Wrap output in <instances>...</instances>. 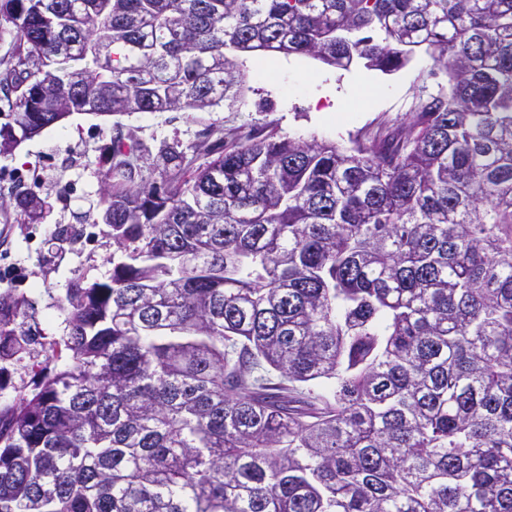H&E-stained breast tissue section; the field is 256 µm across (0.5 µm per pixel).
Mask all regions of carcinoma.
Returning <instances> with one entry per match:
<instances>
[{"mask_svg":"<svg viewBox=\"0 0 512 512\" xmlns=\"http://www.w3.org/2000/svg\"><path fill=\"white\" fill-rule=\"evenodd\" d=\"M0 0L8 152L74 112L205 111L241 54L448 86L345 147L250 134L158 187L0 414V512H512V0ZM28 220L45 202L17 196ZM0 296V354L32 334Z\"/></svg>","mask_w":512,"mask_h":512,"instance_id":"cac0c4a2","label":"carcinoma"}]
</instances>
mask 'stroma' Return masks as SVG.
I'll use <instances>...</instances> for the list:
<instances>
[{
    "mask_svg": "<svg viewBox=\"0 0 512 512\" xmlns=\"http://www.w3.org/2000/svg\"><path fill=\"white\" fill-rule=\"evenodd\" d=\"M432 67L422 52L393 75L361 66L337 70L304 55H253L244 61L245 86L234 105L207 112L75 113L0 154V197L21 193L46 203L37 223L10 202L0 208V271L7 273L0 295L33 304L35 332L26 349L0 362V411L33 393L43 369L56 367L48 345L69 332L61 308L68 289L108 281L113 263L124 259L98 207L115 141L142 145L134 163L159 185L165 175L157 156L165 146L193 150L197 168L253 133L345 146L387 122L410 120L420 89L432 92L447 81ZM326 107L335 119L317 117Z\"/></svg>",
    "mask_w": 512,
    "mask_h": 512,
    "instance_id": "obj_1",
    "label": "stroma"
}]
</instances>
